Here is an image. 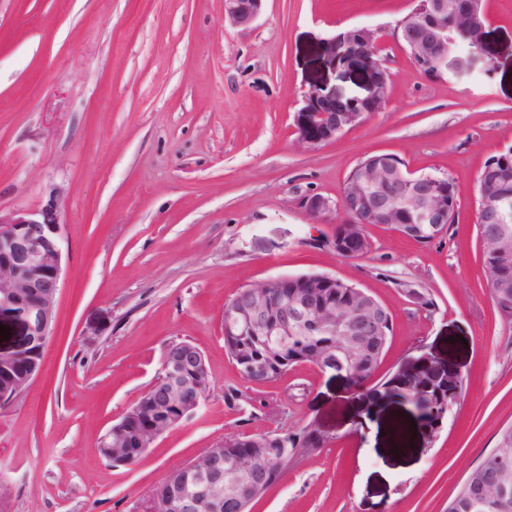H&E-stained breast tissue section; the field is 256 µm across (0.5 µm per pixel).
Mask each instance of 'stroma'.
Here are the masks:
<instances>
[{
	"mask_svg": "<svg viewBox=\"0 0 512 512\" xmlns=\"http://www.w3.org/2000/svg\"><path fill=\"white\" fill-rule=\"evenodd\" d=\"M413 0H265L251 26L224 0H0V210L57 196L65 251L39 375L0 404V512H142L176 468L218 440L314 424L303 456L251 512H447L466 474L512 423V322L483 274L477 175L512 145V0H485L483 52L463 74H423L398 42ZM378 30L383 108L317 149L294 115L313 88L361 93L322 46ZM392 153L453 181L460 220L421 244L367 227L343 259L328 240L350 170ZM322 273L390 308L381 374L430 367L463 380L435 423L379 383L352 393L300 364L250 384L224 350V305L272 276ZM206 354L199 409L133 466L98 439L145 393L167 346ZM369 424H359L360 415ZM407 429L396 445L395 428Z\"/></svg>",
	"mask_w": 512,
	"mask_h": 512,
	"instance_id": "1",
	"label": "stroma"
}]
</instances>
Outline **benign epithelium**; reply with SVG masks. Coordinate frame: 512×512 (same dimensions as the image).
<instances>
[{"label":"benign epithelium","mask_w":512,"mask_h":512,"mask_svg":"<svg viewBox=\"0 0 512 512\" xmlns=\"http://www.w3.org/2000/svg\"><path fill=\"white\" fill-rule=\"evenodd\" d=\"M263 0H224V21L248 27L260 17ZM416 5L398 26L401 43L415 65L426 75L442 79L450 73L469 69L480 50L461 54L456 49L452 14L459 19H478L481 0H415ZM357 43L378 46V32L367 27H352L328 39L323 53L336 67L359 70L366 76V94L344 97L341 89L324 94L315 89L303 96V105L294 115L298 139L310 149L336 139L381 109L389 97L391 77L383 65L364 53L336 54V44ZM456 207L453 186L448 179L433 174H417L391 153L361 160L347 176L338 200L312 195L305 208L316 216L340 209L347 216L342 232L329 245L336 255L352 259L369 248L365 228L386 224L411 240L431 241L447 232L448 213ZM476 222L509 224L512 202L492 190L481 195ZM60 207L57 199L31 210L0 211V313L12 314L22 332L8 350H0V374L12 381L0 388L4 404L21 393L39 374L31 364L23 375L16 373V360L45 349L52 333V305L63 275L65 254L60 234ZM492 295L512 293V246L494 250L485 268ZM342 281L328 274L306 275L284 295L276 288L288 287V277L277 276L245 287L224 308V336L230 340L259 341L264 357L256 362L243 360L241 375L249 383H262L271 375V365L282 360L285 342L295 334L310 335L322 325L327 311L322 296ZM352 302L346 307L345 343L335 351L312 349L311 366L343 377L350 367L373 361L382 351L393 321L391 311L369 291L354 287ZM165 380L150 401L159 412L150 428V440L140 434L132 439L126 429L116 426L102 437L99 447L108 460L126 464L132 445L149 448L168 429L175 427L197 410L200 399L212 385L204 351L187 345L163 359ZM451 381L436 371L404 378L408 398L425 417L437 410L420 394L429 381ZM279 440L269 431L252 437V451L240 455L233 451L232 439L219 440L188 464L176 469L155 491L154 512H224V503L235 512H245L269 490L271 477L292 466L302 449L271 451Z\"/></svg>","instance_id":"7a95c632"}]
</instances>
